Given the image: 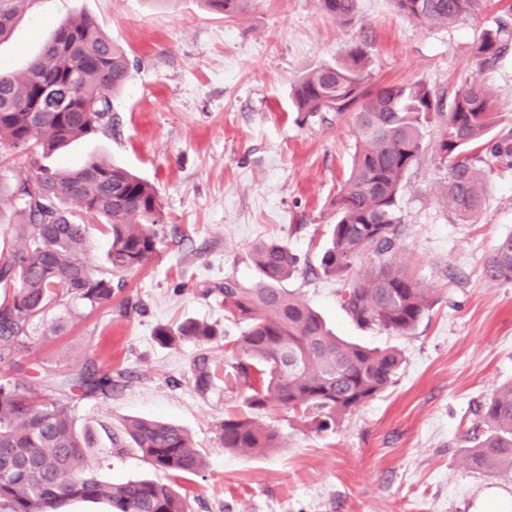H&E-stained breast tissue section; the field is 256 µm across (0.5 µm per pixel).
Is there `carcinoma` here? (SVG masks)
Listing matches in <instances>:
<instances>
[{"mask_svg": "<svg viewBox=\"0 0 512 512\" xmlns=\"http://www.w3.org/2000/svg\"><path fill=\"white\" fill-rule=\"evenodd\" d=\"M32 0H0V41ZM232 17L247 0H203ZM328 19L350 25L358 0H317ZM395 10L424 26L452 25L473 16L482 0H392ZM512 48V25L486 29L476 45L478 68ZM367 53L354 43L333 63L310 68L294 84V111L313 117L334 112L356 132L357 146L332 205L336 222L320 259L323 274L341 284L340 302L360 327L406 335L432 304L431 292L397 254L402 234L398 198L407 173L418 163L424 133L432 120L442 126L437 141L445 170L441 198L462 223L482 209L487 167L512 158V128L504 124L495 97L475 79L456 91L449 105L422 81L367 88ZM132 76L126 51L93 20L62 23L20 73L0 70V146L35 147L48 156L73 140L112 126V97ZM57 87L68 98L64 112L37 117V88ZM100 218L114 272L143 266L161 243L157 225L164 214L155 187L125 167L91 159L71 168L40 166L14 183L0 176V219L20 217L10 240L0 244V364L12 367L25 347L27 326L45 316L61 297L91 309L112 304V279L88 260L87 225L66 204ZM365 256L375 258L356 269ZM260 274L254 288L224 278L225 319L246 324L228 343L235 379L248 382V412L229 415L218 428V443L233 451L277 448L278 434L262 424L272 408L313 411L326 429L335 417L357 410L392 384L402 364L392 348L372 349L347 342L327 328L302 298L281 288L297 260L288 245L262 242L251 255ZM490 281L512 282V235L497 242L484 266ZM216 327L187 319L159 326L157 343L171 347L191 339L212 343ZM216 369L207 357L197 365L196 384L209 388ZM84 397L112 392V376L89 366L73 376H47L35 389L0 380V512H64L71 503H103L106 512H189L186 498L154 480L104 482L92 474L90 439L79 431L68 393ZM485 427L469 449L471 469L512 471V382L500 386L480 408ZM131 444L154 469L194 475L204 456L179 426L150 419L124 424Z\"/></svg>", "mask_w": 512, "mask_h": 512, "instance_id": "carcinoma-1", "label": "carcinoma"}]
</instances>
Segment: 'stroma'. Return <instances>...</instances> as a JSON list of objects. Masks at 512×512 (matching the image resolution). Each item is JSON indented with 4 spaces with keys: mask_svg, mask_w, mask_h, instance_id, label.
Segmentation results:
<instances>
[{
    "mask_svg": "<svg viewBox=\"0 0 512 512\" xmlns=\"http://www.w3.org/2000/svg\"><path fill=\"white\" fill-rule=\"evenodd\" d=\"M511 4L488 0L478 16L424 28L390 0H359L351 26L325 18L316 0H250L232 17L202 0H33L0 43L1 67L23 71L59 23L82 15L125 49L134 69L112 100L111 129L46 158L0 148V175L14 182L42 164L104 159L153 183L165 216L157 253L116 274L105 261L103 225L88 219L90 259L112 276L111 307L92 310L66 296L28 326L19 374L26 384L88 362L112 376L110 395L72 402L76 427L91 433L100 480L161 479L122 434L127 419L142 417L180 425L203 453L204 469L178 483L191 512H512V473L480 474L466 461L481 404L512 381V282L483 274L497 240L512 234V166L493 164L482 211L458 222L440 197V129L428 126L398 202V260L431 290L433 304L409 334L362 328L319 266L356 134L332 112L301 118L290 98L304 71L357 42L371 84L422 81L450 98L473 75L512 125V51L482 70L473 53ZM271 239L298 259L287 290L338 336L397 349L403 363L394 384L329 429L314 414L272 410L263 419L280 447L230 451L217 429L226 414L245 411L246 389L225 386L221 372L244 326L225 321L215 288L228 277L253 286L259 273L249 253ZM59 317L69 332L54 339L47 329ZM187 319L217 326L220 337L205 347L155 341L158 326ZM203 355L220 372L204 391L196 385Z\"/></svg>",
    "mask_w": 512,
    "mask_h": 512,
    "instance_id": "35a3bbf8",
    "label": "stroma"
}]
</instances>
